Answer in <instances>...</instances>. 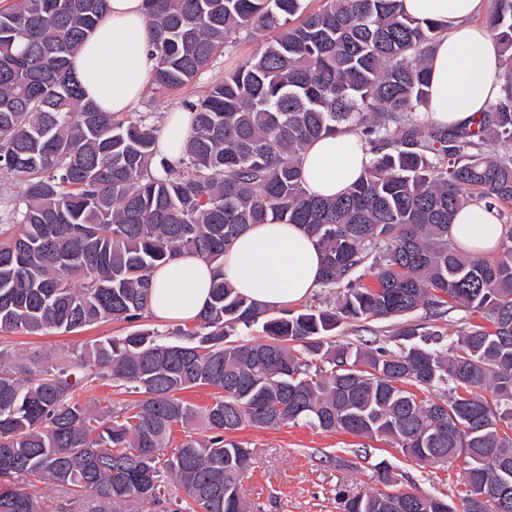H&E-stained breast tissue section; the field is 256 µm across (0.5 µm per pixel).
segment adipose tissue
Returning <instances> with one entry per match:
<instances>
[{"mask_svg": "<svg viewBox=\"0 0 512 512\" xmlns=\"http://www.w3.org/2000/svg\"><path fill=\"white\" fill-rule=\"evenodd\" d=\"M405 12L442 28L429 57V118L452 128L471 126L501 94L500 54L481 18L487 0H403ZM85 98L106 112L135 109L151 80L143 0H110L108 11L71 59ZM371 161L358 134L344 131L312 143L303 155L302 176L312 194L343 193ZM502 226L484 203L464 205L451 227L455 245L470 254L496 249ZM322 256L294 224H255L224 255V277L241 294L267 309L305 300L322 278ZM213 270L185 254L152 276L150 313L187 322L209 299Z\"/></svg>", "mask_w": 512, "mask_h": 512, "instance_id": "ef3b65f1", "label": "adipose tissue"}]
</instances>
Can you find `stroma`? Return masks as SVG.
<instances>
[{"mask_svg":"<svg viewBox=\"0 0 512 512\" xmlns=\"http://www.w3.org/2000/svg\"><path fill=\"white\" fill-rule=\"evenodd\" d=\"M262 41L259 34L240 41L226 50L195 83L182 90L160 94L154 88H146L136 114L152 112L163 118L182 109L185 102L205 94L213 82L253 53ZM128 331L127 323L105 321L73 333L0 334V348L11 351L13 374L22 379L34 365L63 362L80 353L86 345L123 336ZM236 438L251 443L255 452L252 468L241 478L242 491L254 512H338L337 491L356 494L379 488L373 464L380 460L406 472L423 490L454 495L464 488L460 463L409 461L377 439L327 433L301 423L272 429L246 425L237 432ZM362 447L368 448L371 462L354 456V449ZM36 492L44 512H163L162 506L136 501L104 504L87 495L75 497L48 483L39 484Z\"/></svg>","mask_w":512,"mask_h":512,"instance_id":"obj_1","label":"stroma"}]
</instances>
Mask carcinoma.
<instances>
[{"label": "carcinoma", "instance_id": "cac0c4a2", "mask_svg": "<svg viewBox=\"0 0 512 512\" xmlns=\"http://www.w3.org/2000/svg\"><path fill=\"white\" fill-rule=\"evenodd\" d=\"M321 2L144 0L159 93L265 35L185 103L192 134L175 161L157 157L152 116L99 110L70 69L107 0L0 8V172L18 187L0 202V333L132 328L23 380L0 350V512H41L33 478L113 503L159 502L171 481L183 492L172 512H253L240 484L253 452L231 435L298 422L381 437L414 461H462L460 511L381 461L383 488L338 491L342 512H512V228L490 257L450 233L464 204L512 205V150L499 149L512 144V0H488L502 94L468 129L425 113L435 23L402 0ZM345 128L371 164L345 192L314 195L301 157ZM275 223L315 240L322 285L342 289L333 307L270 315L224 279L236 238ZM184 252L213 265L209 302L191 323L143 327L154 269ZM375 254L368 286L355 274ZM447 305L491 327L443 345L410 319ZM369 318L397 320L399 350L331 339ZM258 323L267 340L245 339ZM96 382L144 398L94 409L80 396ZM198 386L221 395L198 410L181 397ZM411 386L446 393L421 399Z\"/></svg>", "mask_w": 512, "mask_h": 512}]
</instances>
